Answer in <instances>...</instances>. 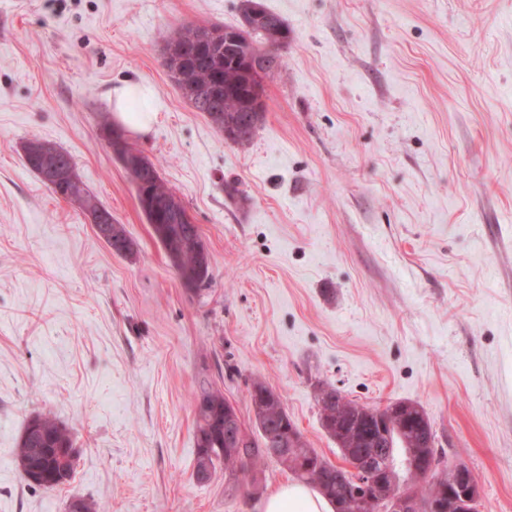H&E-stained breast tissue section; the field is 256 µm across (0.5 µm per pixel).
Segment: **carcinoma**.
Here are the masks:
<instances>
[{
    "label": "carcinoma",
    "mask_w": 512,
    "mask_h": 512,
    "mask_svg": "<svg viewBox=\"0 0 512 512\" xmlns=\"http://www.w3.org/2000/svg\"><path fill=\"white\" fill-rule=\"evenodd\" d=\"M200 28L184 25L170 40L167 48L176 53V57L165 64L169 77L182 96L196 109L207 115L210 122L219 130H224L228 120L239 115L242 103L241 93L246 91L248 77L241 72L236 55L218 51H200L196 39ZM223 75L221 83L210 80L213 73ZM25 165L36 173L51 193L59 200L87 210L89 204L112 216V212L102 206L97 197L86 186L78 187L67 179L58 176V170H75L69 154L49 141L32 138L23 147ZM152 177L148 180L145 191L154 199L176 197V193L162 181L156 165L148 162ZM161 229L168 235L156 236L163 249H168L178 242L187 230L199 231V227L185 221L175 224H163ZM336 403L329 409L328 417L341 421L342 433L338 434L336 444L340 448L342 459L347 466L340 467L321 456L303 438L285 446L276 461L290 471L293 476L306 484L316 487L331 504L336 512H345L347 502L351 501L358 488L353 468L363 459L378 458L377 471L385 483L383 496L372 495L366 512H388V495L410 492L421 502L444 505L445 497L433 478L424 476L422 465L429 462L445 468L456 461H445L435 449L436 435L424 410L413 402H397L398 416L386 428V435L379 441L368 440L364 433L369 430V421L362 416L364 407L346 400L337 392ZM206 395L208 406H195L196 430L205 437H196L197 456L193 474H204L197 483H209L222 466L235 476L265 458L270 457L268 449L278 448L283 437L281 428L287 425L295 427L288 416L283 401L278 394L265 404L262 411L256 413L255 420L270 422V427L256 425V431L250 433V442L244 448L230 447L224 443V420L235 417L234 407L224 399V392L203 380L193 392V401L200 395ZM77 447L71 428L50 414H39L28 420L20 436L16 459L22 478H27L30 469L43 465L54 470L57 478L51 484L36 483V486L55 491L71 483L75 476L76 461L69 457V450ZM43 449L42 458H35L30 449Z\"/></svg>",
    "instance_id": "cac0c4a2"
}]
</instances>
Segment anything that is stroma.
Instances as JSON below:
<instances>
[{
    "mask_svg": "<svg viewBox=\"0 0 512 512\" xmlns=\"http://www.w3.org/2000/svg\"><path fill=\"white\" fill-rule=\"evenodd\" d=\"M262 2L290 39L241 148L162 62L179 27L236 24L240 0H0V512H256L292 475L269 458L195 482L202 380L249 429L264 382L336 465L320 385L418 403L479 512H512V0ZM127 81L153 90L154 120L126 141L209 246L199 290L106 143ZM32 137L72 156L132 252L25 165ZM43 412L81 449L55 492L15 463Z\"/></svg>",
    "mask_w": 512,
    "mask_h": 512,
    "instance_id": "obj_1",
    "label": "stroma"
}]
</instances>
